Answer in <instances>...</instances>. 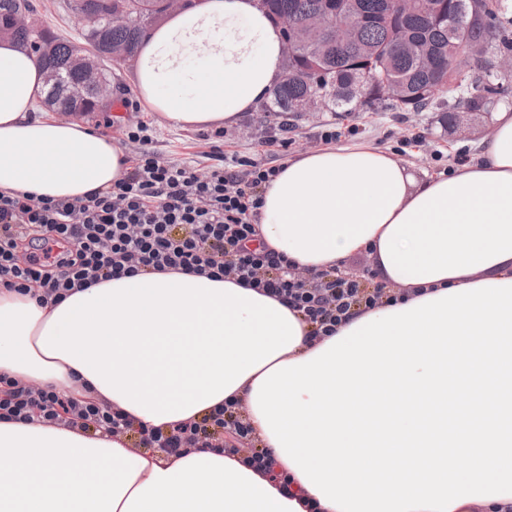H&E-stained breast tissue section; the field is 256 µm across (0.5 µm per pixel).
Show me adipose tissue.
<instances>
[{
	"label": "adipose tissue",
	"instance_id": "adipose-tissue-1",
	"mask_svg": "<svg viewBox=\"0 0 512 512\" xmlns=\"http://www.w3.org/2000/svg\"><path fill=\"white\" fill-rule=\"evenodd\" d=\"M255 0H191L140 39L135 90L181 127L234 122L282 71ZM43 71L0 41V191L84 197L123 152L36 117ZM479 161L416 177L382 149L283 160L262 241L301 273L368 254L405 292L310 344L262 292L193 273L103 281L58 304L0 290V373L168 426L242 400L293 496L210 448L160 456L67 425L0 420V512H502L512 505V110Z\"/></svg>",
	"mask_w": 512,
	"mask_h": 512
}]
</instances>
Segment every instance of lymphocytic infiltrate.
Instances as JSON below:
<instances>
[{
    "label": "lymphocytic infiltrate",
    "mask_w": 512,
    "mask_h": 512,
    "mask_svg": "<svg viewBox=\"0 0 512 512\" xmlns=\"http://www.w3.org/2000/svg\"><path fill=\"white\" fill-rule=\"evenodd\" d=\"M126 135L142 149L106 189L73 200L0 192V288L59 302L114 278L171 272L230 278L298 312L312 343L370 309L398 301L393 289L366 273L333 269L297 276L285 255L260 242L262 191L277 167L237 160L201 173L163 161L150 147L147 122ZM0 420L62 423L125 437L135 449L170 456L217 448L280 487L291 486L239 400L167 428L146 427L106 403L0 374Z\"/></svg>",
    "instance_id": "lymphocytic-infiltrate-1"
}]
</instances>
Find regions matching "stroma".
<instances>
[{
  "instance_id": "obj_1",
  "label": "stroma",
  "mask_w": 512,
  "mask_h": 512,
  "mask_svg": "<svg viewBox=\"0 0 512 512\" xmlns=\"http://www.w3.org/2000/svg\"><path fill=\"white\" fill-rule=\"evenodd\" d=\"M65 0H33L35 20L60 39L79 42L80 27L64 5ZM134 63L116 64L119 94L129 100V107L114 105L113 125H105L100 113L93 112L87 121L95 130L112 136L125 154L133 155L141 145L125 135L128 125L145 121L152 125L151 147L164 160L176 164L195 163L198 169L209 166L213 143L206 128H183L174 125L139 102L134 86ZM341 133L340 144L368 141L393 153L409 164L417 176L432 175L458 166L460 160H473L478 145L494 129L493 114L460 112L452 125L444 124L436 112H405L384 106L379 112L322 111L312 115L292 112H246L232 124L221 127L227 157L247 158L279 165L286 157L300 151L324 147V134ZM287 147H280V140Z\"/></svg>"
}]
</instances>
